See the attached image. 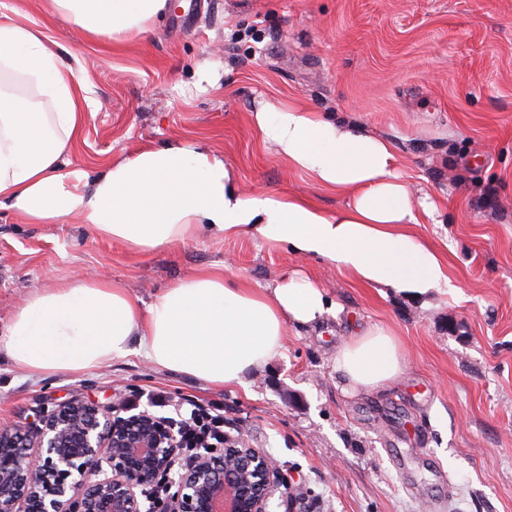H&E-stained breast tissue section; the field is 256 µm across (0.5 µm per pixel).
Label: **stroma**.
I'll return each instance as SVG.
<instances>
[{"instance_id": "1", "label": "stroma", "mask_w": 512, "mask_h": 512, "mask_svg": "<svg viewBox=\"0 0 512 512\" xmlns=\"http://www.w3.org/2000/svg\"><path fill=\"white\" fill-rule=\"evenodd\" d=\"M169 8L137 42L88 35L48 0H0V21L41 29L98 109L71 149L97 174L144 146L206 140L244 191L290 192L336 210L266 147L259 102H305L387 140L404 179L441 221L414 230L446 256L458 292L422 300L368 287L284 246L201 230L134 255L86 224H26L0 208V333L31 293L104 278L140 307L177 280L224 266L253 287L297 271L340 310L289 325L285 348L243 386H213L133 353L78 374L31 376L0 360V427L37 425L73 398L171 417L198 400L227 438L264 449L282 480L273 512H512V0H209L194 27ZM211 82L199 85L200 69ZM380 325L405 367L348 393L334 369L349 336Z\"/></svg>"}]
</instances>
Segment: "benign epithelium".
<instances>
[{
    "instance_id": "1",
    "label": "benign epithelium",
    "mask_w": 512,
    "mask_h": 512,
    "mask_svg": "<svg viewBox=\"0 0 512 512\" xmlns=\"http://www.w3.org/2000/svg\"><path fill=\"white\" fill-rule=\"evenodd\" d=\"M179 448L171 420L148 412L117 418L70 399L31 431L0 428V512H142L136 489L170 473ZM105 464L111 475L103 477ZM173 484L164 512H216L219 503L225 512H272L280 477L240 437L196 457Z\"/></svg>"
}]
</instances>
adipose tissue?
Returning a JSON list of instances; mask_svg holds the SVG:
<instances>
[{
    "label": "adipose tissue",
    "mask_w": 512,
    "mask_h": 512,
    "mask_svg": "<svg viewBox=\"0 0 512 512\" xmlns=\"http://www.w3.org/2000/svg\"><path fill=\"white\" fill-rule=\"evenodd\" d=\"M49 2L89 35L130 42L167 0ZM59 50L38 29L0 22V208L28 224L77 219L135 255L188 243L205 228L322 258L366 286L416 297L453 288L447 261L411 230L436 220L438 208L414 194L392 146L299 101L262 104L250 120L290 168L345 197L331 212L292 193L245 192L223 157L201 144L143 147L93 177L73 168L68 153L92 98ZM15 77L35 96L9 87ZM335 313L323 287L297 274L256 288L223 270H202L145 310L109 281L72 280L28 296L0 336V357L44 376L141 349L157 367L215 386L242 385L284 348L288 324ZM334 363L352 391H375L401 376L404 356L393 332L376 326L343 343Z\"/></svg>",
    "instance_id": "obj_1"
}]
</instances>
